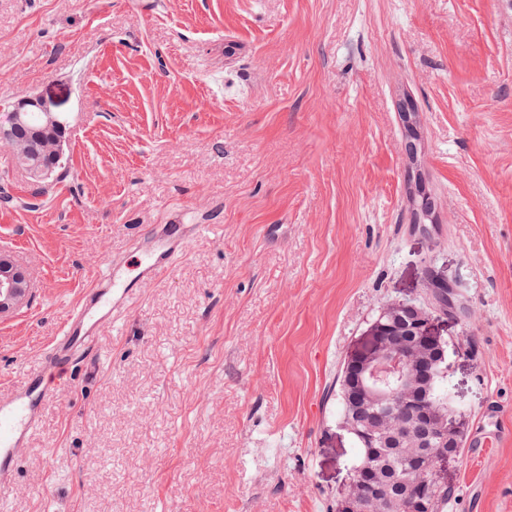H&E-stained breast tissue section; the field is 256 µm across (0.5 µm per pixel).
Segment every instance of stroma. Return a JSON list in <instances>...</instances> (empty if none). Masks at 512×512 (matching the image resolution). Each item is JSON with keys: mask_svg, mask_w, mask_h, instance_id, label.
<instances>
[{"mask_svg": "<svg viewBox=\"0 0 512 512\" xmlns=\"http://www.w3.org/2000/svg\"><path fill=\"white\" fill-rule=\"evenodd\" d=\"M415 99L438 223L409 224ZM63 112L65 169L0 142V252L30 284L0 380L35 363L136 229L206 224L46 406L8 512H336L338 375L385 303L469 317L444 512H512V0H0V101Z\"/></svg>", "mask_w": 512, "mask_h": 512, "instance_id": "obj_1", "label": "stroma"}]
</instances>
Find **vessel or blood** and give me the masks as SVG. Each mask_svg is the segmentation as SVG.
<instances>
[{
  "label": "vessel or blood",
  "instance_id": "1",
  "mask_svg": "<svg viewBox=\"0 0 512 512\" xmlns=\"http://www.w3.org/2000/svg\"><path fill=\"white\" fill-rule=\"evenodd\" d=\"M204 230V225L183 223L181 215L174 213L166 223L137 233L134 261L108 263L95 285L73 306L39 362L26 367L17 380L0 384L1 504L10 498L18 457L29 447L44 406L63 386L66 372L93 350L101 325L123 312L145 284L167 273L189 236Z\"/></svg>",
  "mask_w": 512,
  "mask_h": 512
}]
</instances>
